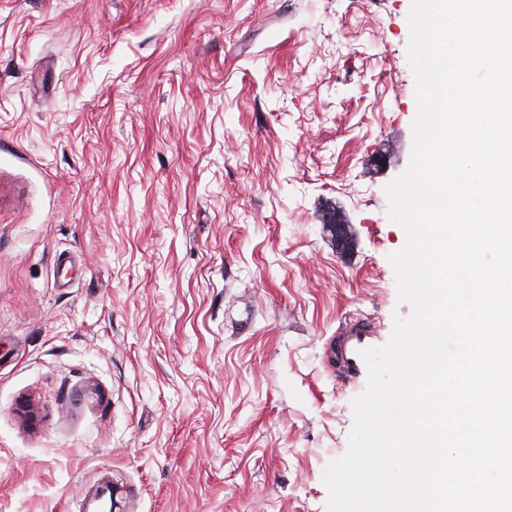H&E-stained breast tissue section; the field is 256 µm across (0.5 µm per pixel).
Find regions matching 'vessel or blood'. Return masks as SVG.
Returning <instances> with one entry per match:
<instances>
[{
  "instance_id": "1",
  "label": "vessel or blood",
  "mask_w": 512,
  "mask_h": 512,
  "mask_svg": "<svg viewBox=\"0 0 512 512\" xmlns=\"http://www.w3.org/2000/svg\"><path fill=\"white\" fill-rule=\"evenodd\" d=\"M381 338L370 323L352 317L340 323L332 349L336 365V380L341 385H356L366 374L367 368L359 357V350L380 346Z\"/></svg>"
}]
</instances>
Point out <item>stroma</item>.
Listing matches in <instances>:
<instances>
[{
    "label": "stroma",
    "mask_w": 512,
    "mask_h": 512,
    "mask_svg": "<svg viewBox=\"0 0 512 512\" xmlns=\"http://www.w3.org/2000/svg\"><path fill=\"white\" fill-rule=\"evenodd\" d=\"M410 7L0 0V512L105 477L122 512H326L366 389L329 342L411 312Z\"/></svg>",
    "instance_id": "obj_1"
}]
</instances>
